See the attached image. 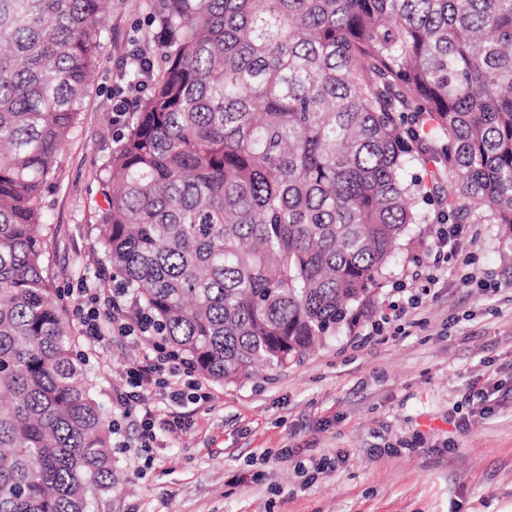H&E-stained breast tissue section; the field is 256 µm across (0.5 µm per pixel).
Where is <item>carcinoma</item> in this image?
Wrapping results in <instances>:
<instances>
[{"label": "carcinoma", "instance_id": "obj_1", "mask_svg": "<svg viewBox=\"0 0 512 512\" xmlns=\"http://www.w3.org/2000/svg\"><path fill=\"white\" fill-rule=\"evenodd\" d=\"M164 42L104 166L101 245L162 343L232 384L375 308L412 224L512 268V0H152ZM103 0H0V512H90L112 426L43 266L41 201ZM420 166L425 176L412 169Z\"/></svg>", "mask_w": 512, "mask_h": 512}]
</instances>
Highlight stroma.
<instances>
[{
  "label": "stroma",
  "mask_w": 512,
  "mask_h": 512,
  "mask_svg": "<svg viewBox=\"0 0 512 512\" xmlns=\"http://www.w3.org/2000/svg\"><path fill=\"white\" fill-rule=\"evenodd\" d=\"M105 24L98 79L43 197L44 264L70 309L81 283L112 285L94 208L117 147L112 88L133 31L150 28L149 0H111ZM423 230L425 248L408 249L373 313L288 367L206 382L209 402L187 408L186 432L163 436L150 465L118 400L133 348L118 336L81 342L119 427V483L97 512H512V269L499 258V227L465 225L463 257L438 264L435 227ZM423 266L439 280L434 295L375 334L392 302L417 293ZM466 274L488 289L465 285ZM493 384V410L458 432L454 418L478 407L468 388ZM284 448L293 451L285 460ZM313 451L345 461L310 479Z\"/></svg>",
  "instance_id": "stroma-1"
}]
</instances>
